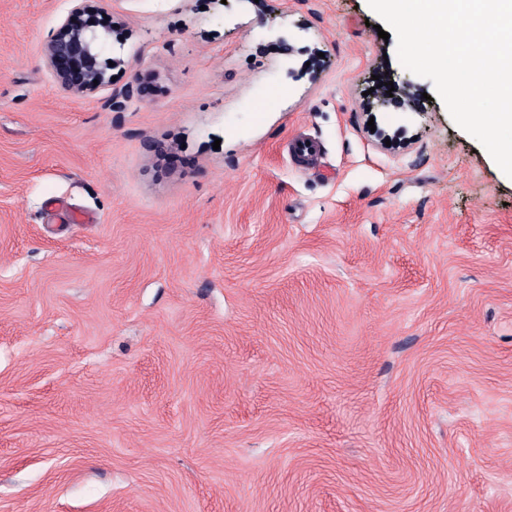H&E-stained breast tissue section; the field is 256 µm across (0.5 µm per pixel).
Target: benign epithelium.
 I'll return each mask as SVG.
<instances>
[{
	"instance_id": "7a95c632",
	"label": "benign epithelium",
	"mask_w": 512,
	"mask_h": 512,
	"mask_svg": "<svg viewBox=\"0 0 512 512\" xmlns=\"http://www.w3.org/2000/svg\"><path fill=\"white\" fill-rule=\"evenodd\" d=\"M71 2L65 20L45 47L44 58L63 89L87 95L108 83L109 60L101 59L95 46V28L101 19L93 0Z\"/></svg>"
}]
</instances>
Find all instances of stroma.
Segmentation results:
<instances>
[{
	"mask_svg": "<svg viewBox=\"0 0 512 512\" xmlns=\"http://www.w3.org/2000/svg\"><path fill=\"white\" fill-rule=\"evenodd\" d=\"M98 5L79 96L0 0V512H512V178L367 0Z\"/></svg>",
	"mask_w": 512,
	"mask_h": 512,
	"instance_id": "1",
	"label": "stroma"
}]
</instances>
